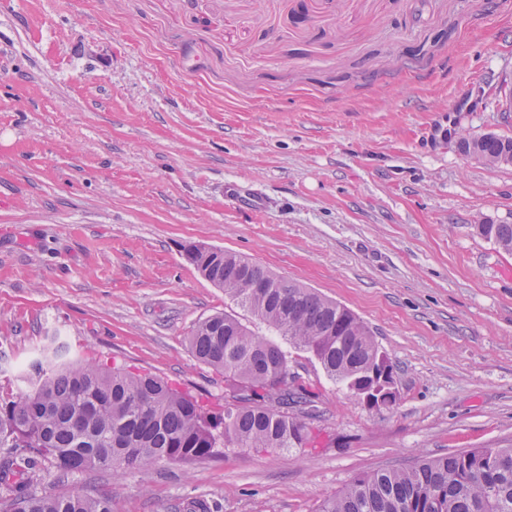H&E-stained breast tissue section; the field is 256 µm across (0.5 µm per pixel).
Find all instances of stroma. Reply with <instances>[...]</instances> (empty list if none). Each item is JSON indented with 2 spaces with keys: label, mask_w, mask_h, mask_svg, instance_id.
Masks as SVG:
<instances>
[{
  "label": "stroma",
  "mask_w": 512,
  "mask_h": 512,
  "mask_svg": "<svg viewBox=\"0 0 512 512\" xmlns=\"http://www.w3.org/2000/svg\"><path fill=\"white\" fill-rule=\"evenodd\" d=\"M512 0H0V376L49 339L212 403L188 338L240 315L184 257L245 255L348 307L395 366L370 409L293 351L317 449L37 472L113 512H317L377 468L512 448ZM458 148L463 155L486 165L512 164V137L488 133L477 139L462 138ZM481 235L499 248L512 253V224H481Z\"/></svg>",
  "instance_id": "1"
}]
</instances>
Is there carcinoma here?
<instances>
[{
    "label": "carcinoma",
    "instance_id": "carcinoma-1",
    "mask_svg": "<svg viewBox=\"0 0 512 512\" xmlns=\"http://www.w3.org/2000/svg\"><path fill=\"white\" fill-rule=\"evenodd\" d=\"M486 165L512 164V137L495 133L458 142ZM481 235L512 253V224H482ZM191 261L214 286L276 333V342L239 319L216 313L189 336L198 362L224 373L243 393H224L211 410L189 391L122 365L70 357L55 341L29 364L30 389L0 394V506L3 512H112V496L26 492L15 478L47 464L61 473L141 471L156 462H191L225 448L272 453L314 443L303 418L317 394L303 383L271 394L267 381L288 373L290 350L305 351L353 395L383 354L375 332L350 309L272 274L229 250L192 248ZM318 512H512V448H476L422 457L409 468L353 478Z\"/></svg>",
    "mask_w": 512,
    "mask_h": 512
}]
</instances>
